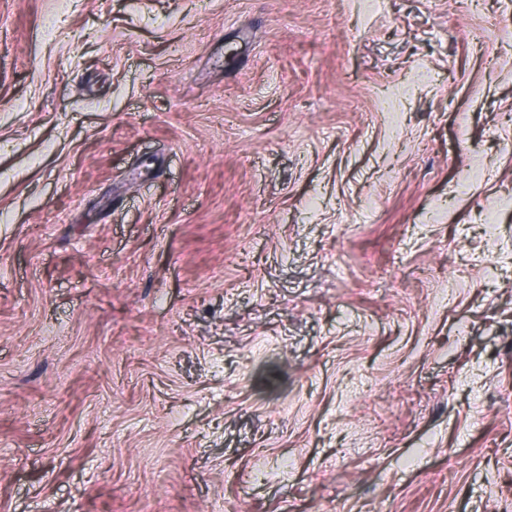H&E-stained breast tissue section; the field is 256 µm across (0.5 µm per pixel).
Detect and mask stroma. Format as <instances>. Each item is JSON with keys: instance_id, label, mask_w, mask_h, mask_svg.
I'll return each instance as SVG.
<instances>
[{"instance_id": "35a3bbf8", "label": "stroma", "mask_w": 512, "mask_h": 512, "mask_svg": "<svg viewBox=\"0 0 512 512\" xmlns=\"http://www.w3.org/2000/svg\"><path fill=\"white\" fill-rule=\"evenodd\" d=\"M0 512H512V0H0Z\"/></svg>"}]
</instances>
